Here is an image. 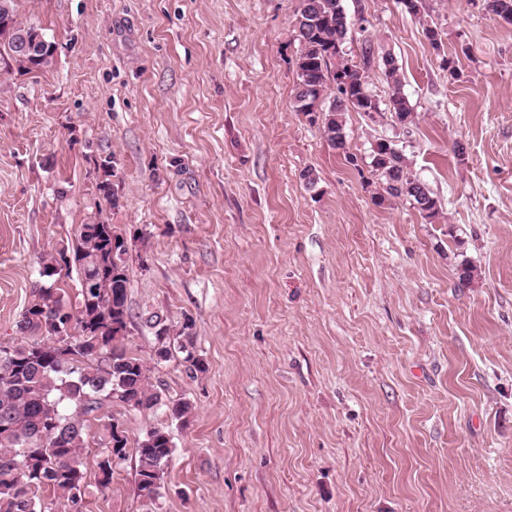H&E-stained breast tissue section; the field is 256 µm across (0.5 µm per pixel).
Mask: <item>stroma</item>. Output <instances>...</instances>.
Listing matches in <instances>:
<instances>
[{"label":"stroma","instance_id":"1","mask_svg":"<svg viewBox=\"0 0 512 512\" xmlns=\"http://www.w3.org/2000/svg\"><path fill=\"white\" fill-rule=\"evenodd\" d=\"M298 4L14 0L57 52L0 58V343L45 254L105 222L128 244L126 346L193 406L160 512H512V25L427 0L436 49L398 0H344L368 19L348 50L389 49L414 112L398 132L346 113L351 164L293 107ZM384 136L435 220L374 203ZM154 312L193 321L205 374L155 361ZM88 433L87 512H149L135 456L98 487Z\"/></svg>","mask_w":512,"mask_h":512}]
</instances>
